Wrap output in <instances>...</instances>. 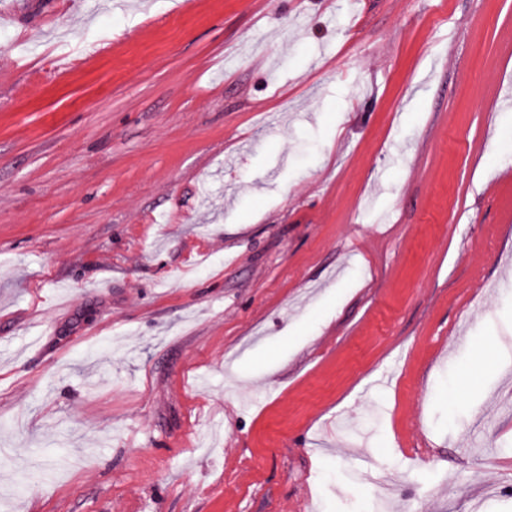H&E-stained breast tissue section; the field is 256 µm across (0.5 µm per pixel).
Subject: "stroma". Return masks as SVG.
<instances>
[{
  "mask_svg": "<svg viewBox=\"0 0 512 512\" xmlns=\"http://www.w3.org/2000/svg\"><path fill=\"white\" fill-rule=\"evenodd\" d=\"M512 0H0V512H512Z\"/></svg>",
  "mask_w": 512,
  "mask_h": 512,
  "instance_id": "1",
  "label": "stroma"
}]
</instances>
